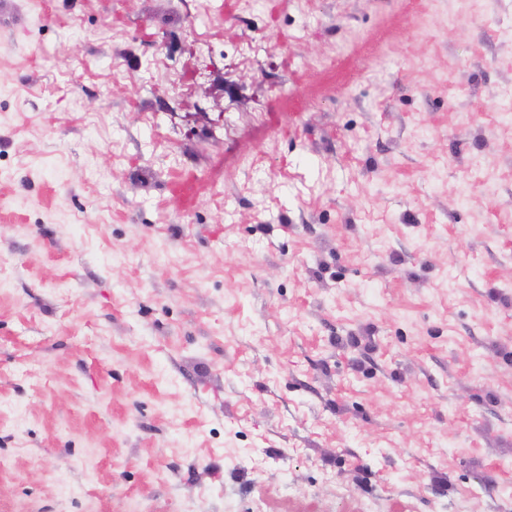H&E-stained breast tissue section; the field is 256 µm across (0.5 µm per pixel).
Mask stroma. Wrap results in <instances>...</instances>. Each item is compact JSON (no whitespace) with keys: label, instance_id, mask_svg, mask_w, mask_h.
Returning <instances> with one entry per match:
<instances>
[{"label":"stroma","instance_id":"1","mask_svg":"<svg viewBox=\"0 0 512 512\" xmlns=\"http://www.w3.org/2000/svg\"><path fill=\"white\" fill-rule=\"evenodd\" d=\"M0 512H512V0H0Z\"/></svg>","mask_w":512,"mask_h":512}]
</instances>
